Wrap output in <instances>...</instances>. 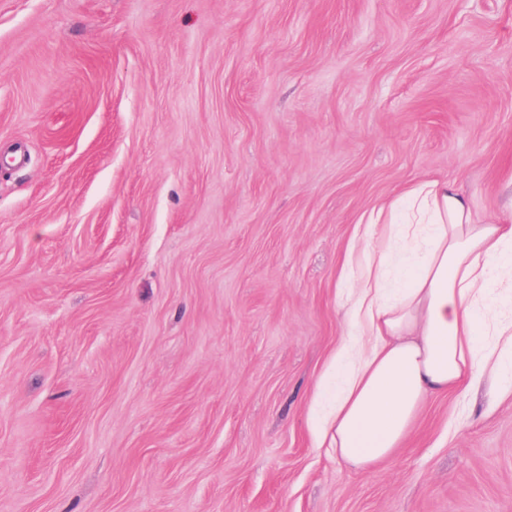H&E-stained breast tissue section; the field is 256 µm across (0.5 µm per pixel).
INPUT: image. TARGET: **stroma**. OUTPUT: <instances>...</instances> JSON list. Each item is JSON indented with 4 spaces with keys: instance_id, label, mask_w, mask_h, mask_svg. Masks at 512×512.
<instances>
[{
    "instance_id": "stroma-1",
    "label": "stroma",
    "mask_w": 512,
    "mask_h": 512,
    "mask_svg": "<svg viewBox=\"0 0 512 512\" xmlns=\"http://www.w3.org/2000/svg\"><path fill=\"white\" fill-rule=\"evenodd\" d=\"M512 205V0H0V512H512V397L361 471L309 424L374 207Z\"/></svg>"
}]
</instances>
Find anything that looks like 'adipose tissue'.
<instances>
[{"label":"adipose tissue","mask_w":512,"mask_h":512,"mask_svg":"<svg viewBox=\"0 0 512 512\" xmlns=\"http://www.w3.org/2000/svg\"><path fill=\"white\" fill-rule=\"evenodd\" d=\"M367 280L349 289L347 366L319 424L337 456L368 470L394 456L425 401L489 382L512 396V210L477 222L448 179L383 204Z\"/></svg>","instance_id":"adipose-tissue-1"}]
</instances>
